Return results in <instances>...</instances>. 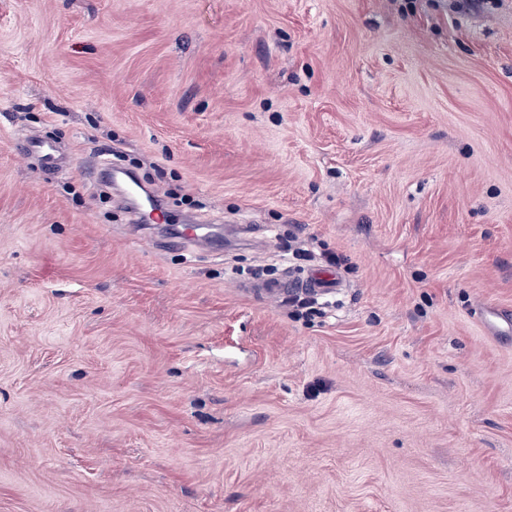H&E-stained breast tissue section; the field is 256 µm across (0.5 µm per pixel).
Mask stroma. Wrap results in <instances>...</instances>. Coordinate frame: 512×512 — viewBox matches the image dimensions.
<instances>
[{
    "mask_svg": "<svg viewBox=\"0 0 512 512\" xmlns=\"http://www.w3.org/2000/svg\"><path fill=\"white\" fill-rule=\"evenodd\" d=\"M97 162L223 249L133 245ZM290 234L343 282L303 317L238 291ZM488 303L512 0H0V512H512ZM23 155L38 158L48 172L60 171L66 166L67 160L62 157L56 144L42 138L26 139L19 143Z\"/></svg>",
    "mask_w": 512,
    "mask_h": 512,
    "instance_id": "1",
    "label": "stroma"
}]
</instances>
